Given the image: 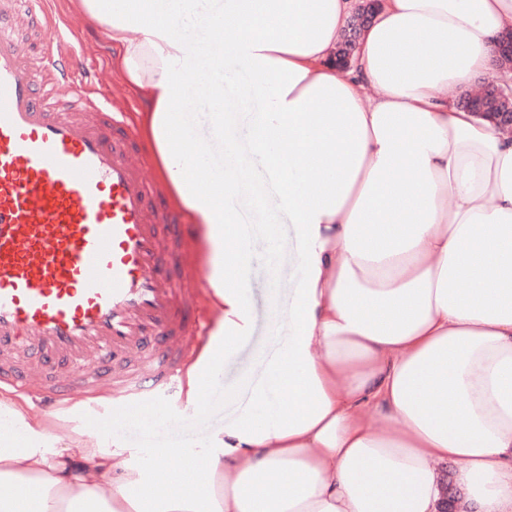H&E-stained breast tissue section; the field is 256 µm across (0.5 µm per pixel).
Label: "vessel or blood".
<instances>
[{
    "mask_svg": "<svg viewBox=\"0 0 512 512\" xmlns=\"http://www.w3.org/2000/svg\"><path fill=\"white\" fill-rule=\"evenodd\" d=\"M123 112L76 77L56 20L0 0V383L107 389L117 435L155 430L210 340L207 282L176 246L192 227L155 200Z\"/></svg>",
    "mask_w": 512,
    "mask_h": 512,
    "instance_id": "vessel-or-blood-1",
    "label": "vessel or blood"
}]
</instances>
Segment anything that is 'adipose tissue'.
<instances>
[{"instance_id": "adipose-tissue-1", "label": "adipose tissue", "mask_w": 512, "mask_h": 512, "mask_svg": "<svg viewBox=\"0 0 512 512\" xmlns=\"http://www.w3.org/2000/svg\"><path fill=\"white\" fill-rule=\"evenodd\" d=\"M189 0H81L146 103L139 120L171 200L196 225L225 341L246 335L248 254L223 194L191 176L182 130ZM351 0H241L225 46L261 94L254 152L286 190L305 277L253 410L178 481L168 451L137 495L122 449L57 442L0 392V512H437L438 465L468 512H512V137L456 98L496 72L512 0H384L348 70L332 57Z\"/></svg>"}]
</instances>
